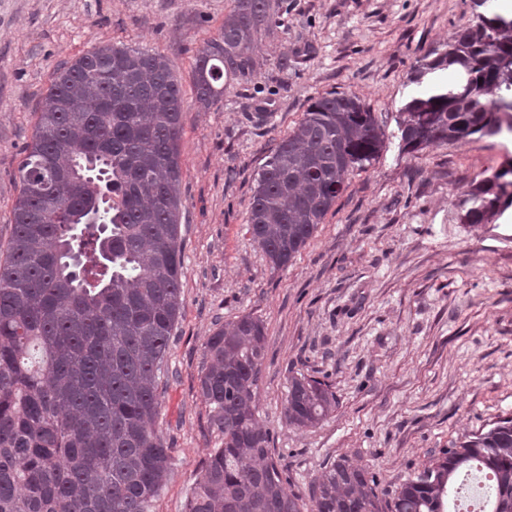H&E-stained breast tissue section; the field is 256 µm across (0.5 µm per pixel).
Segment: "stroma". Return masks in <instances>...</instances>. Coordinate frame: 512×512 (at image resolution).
<instances>
[{
	"mask_svg": "<svg viewBox=\"0 0 512 512\" xmlns=\"http://www.w3.org/2000/svg\"><path fill=\"white\" fill-rule=\"evenodd\" d=\"M263 35L253 76L195 101L196 56L217 38L231 0H0V242L12 229L15 178L55 69L123 43L164 56L183 94L182 312L170 341L158 431L172 472L151 512H185L203 461L220 447L198 392L204 343L252 314L267 348L257 417L288 489L339 457L395 490L442 448L512 416V213L459 223L455 203L512 141L472 138L401 155L395 118L413 95L417 58L475 20L473 0H287ZM359 96L390 139L284 270L247 227L254 178L311 99ZM328 381L337 410L289 425L288 378Z\"/></svg>",
	"mask_w": 512,
	"mask_h": 512,
	"instance_id": "obj_1",
	"label": "stroma"
}]
</instances>
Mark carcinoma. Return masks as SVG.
<instances>
[{
	"instance_id": "obj_1",
	"label": "carcinoma",
	"mask_w": 512,
	"mask_h": 512,
	"mask_svg": "<svg viewBox=\"0 0 512 512\" xmlns=\"http://www.w3.org/2000/svg\"><path fill=\"white\" fill-rule=\"evenodd\" d=\"M286 13L233 0L196 57L201 107L224 95V73L254 74L259 40ZM409 83L422 90L398 112L402 152L512 135V17L481 7ZM182 110L161 55L105 44L53 73L0 252V512H151L165 486L171 455L156 420L182 309ZM386 140L357 96L313 99L259 169L248 206L251 240L273 268H288ZM511 207L512 163L475 176L457 202L470 226ZM266 340L247 314L205 342L198 388L222 443L186 512H462L455 489L468 474L486 479L483 512H512V417L451 444L391 494L345 456L312 481L309 501L287 492L256 418ZM337 407L331 384L288 379V424L314 427Z\"/></svg>"
}]
</instances>
